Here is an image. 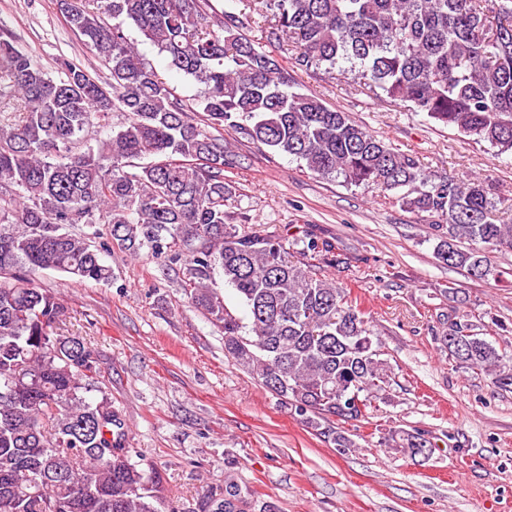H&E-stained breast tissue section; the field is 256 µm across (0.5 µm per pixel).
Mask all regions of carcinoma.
Listing matches in <instances>:
<instances>
[{
	"label": "carcinoma",
	"instance_id": "obj_1",
	"mask_svg": "<svg viewBox=\"0 0 512 512\" xmlns=\"http://www.w3.org/2000/svg\"><path fill=\"white\" fill-rule=\"evenodd\" d=\"M294 67L351 64L369 86L512 156V0H273ZM70 29L107 75L61 59L63 77L0 29V512H175L161 473L133 460L126 430L97 383L95 350L55 332L60 298L24 271L109 282L100 250L183 260L195 308L224 333V353L340 453L355 447L331 418L357 419L381 398L391 368L352 291L325 275L336 245L314 235L273 241L224 211V122L322 178L393 191L424 213L434 254L484 280L491 254L512 249V224L492 218L485 182L426 176L317 97L292 90L288 68L255 47L210 0H61ZM131 21L168 66L202 89L189 107L126 34ZM204 112L195 121L190 112ZM125 120L97 146L93 123ZM69 224H104L93 248ZM303 244L299 256L290 246ZM250 313L224 306L216 274ZM448 356L512 390V362L464 315L440 338ZM384 444L410 456L432 444L393 430ZM209 512H276L241 496L232 475Z\"/></svg>",
	"mask_w": 512,
	"mask_h": 512
}]
</instances>
